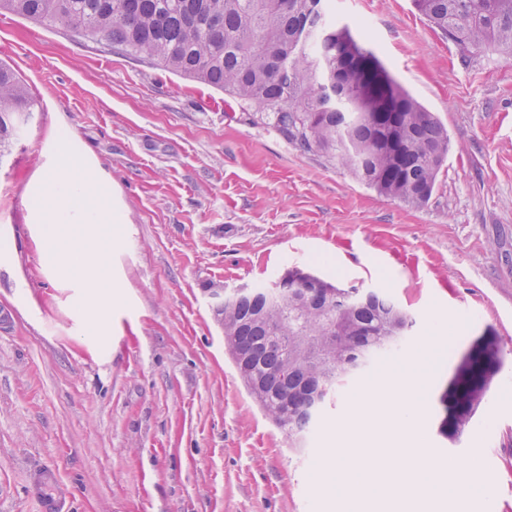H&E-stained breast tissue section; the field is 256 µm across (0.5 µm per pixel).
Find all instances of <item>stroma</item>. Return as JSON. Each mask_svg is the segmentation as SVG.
<instances>
[{
  "instance_id": "1",
  "label": "stroma",
  "mask_w": 512,
  "mask_h": 512,
  "mask_svg": "<svg viewBox=\"0 0 512 512\" xmlns=\"http://www.w3.org/2000/svg\"><path fill=\"white\" fill-rule=\"evenodd\" d=\"M331 18L448 131L421 208L287 142L221 91L0 14V61L41 104L0 166V512H38L36 470L54 473L70 512H338L334 492H315L322 456L347 406L406 368L427 408L425 512H448L452 458L477 463L473 512H512V61L462 57L412 0H332ZM64 153L99 173L123 215L105 347L29 209L33 182ZM294 265L382 290L412 320L297 446L249 396L207 294L268 286ZM488 327L505 338L503 367L452 442L439 398ZM441 329L445 354L418 355Z\"/></svg>"
}]
</instances>
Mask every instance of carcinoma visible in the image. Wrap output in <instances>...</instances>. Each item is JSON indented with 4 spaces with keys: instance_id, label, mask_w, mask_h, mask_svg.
Wrapping results in <instances>:
<instances>
[{
    "instance_id": "carcinoma-1",
    "label": "carcinoma",
    "mask_w": 512,
    "mask_h": 512,
    "mask_svg": "<svg viewBox=\"0 0 512 512\" xmlns=\"http://www.w3.org/2000/svg\"><path fill=\"white\" fill-rule=\"evenodd\" d=\"M0 0L5 10L47 26L62 24L80 38L142 63L205 83L254 106L289 142L326 153L383 195L420 207L431 198L448 156V131L390 75L346 26L327 19L329 0ZM421 14L470 48L512 59V0H423ZM219 13L224 26H211ZM344 91H356L362 115L336 101V69ZM38 104L26 83L0 63V164L12 154L11 131ZM327 302L306 283L253 287L215 311L232 356L248 357L261 386L263 410L276 419L288 396V437L310 430L321 404L350 371L330 376L312 360V336L346 338V360L361 368L394 348L409 316L386 293L341 288ZM288 323L292 346L270 341L264 321ZM503 340L492 329L474 337L445 391L439 432L457 440L486 402L502 366Z\"/></svg>"
}]
</instances>
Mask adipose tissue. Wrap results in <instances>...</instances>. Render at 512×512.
Instances as JSON below:
<instances>
[{"mask_svg":"<svg viewBox=\"0 0 512 512\" xmlns=\"http://www.w3.org/2000/svg\"><path fill=\"white\" fill-rule=\"evenodd\" d=\"M29 207L43 243L62 270L78 274L83 285L80 307L98 339H112V286L104 240L120 217L94 171L57 168L38 183Z\"/></svg>","mask_w":512,"mask_h":512,"instance_id":"1","label":"adipose tissue"}]
</instances>
